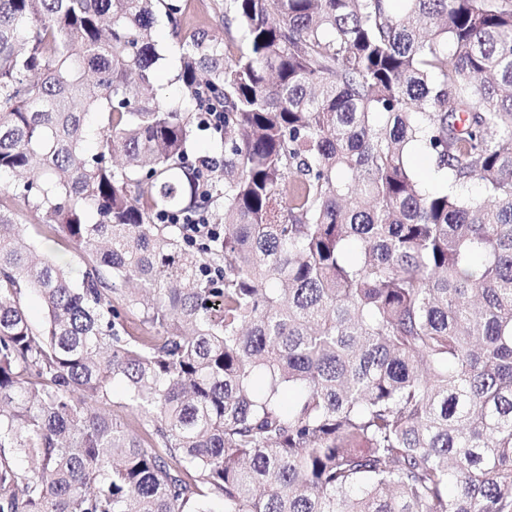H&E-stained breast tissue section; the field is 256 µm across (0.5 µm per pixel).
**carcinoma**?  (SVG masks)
Returning a JSON list of instances; mask_svg holds the SVG:
<instances>
[{
	"instance_id": "1",
	"label": "carcinoma",
	"mask_w": 512,
	"mask_h": 512,
	"mask_svg": "<svg viewBox=\"0 0 512 512\" xmlns=\"http://www.w3.org/2000/svg\"><path fill=\"white\" fill-rule=\"evenodd\" d=\"M218 8L233 52L181 0H0V512H512V0ZM158 48L163 54L162 60L157 64L160 94L168 101H177L181 98V86L175 80L179 50L176 40L171 36L170 29L164 20L158 19L156 24ZM15 222L22 224L28 243L35 251L66 267L74 279H80L86 268V256L55 228L38 225L35 215L21 201L13 206ZM174 222L181 223L183 238L189 245H195L220 233V224H215L214 217V224H211L210 218L204 212L195 217H184L182 222L177 217ZM125 388L121 384L113 385L109 400L105 404H100L102 412L120 417L125 422L132 423L134 410L126 406Z\"/></svg>"
}]
</instances>
